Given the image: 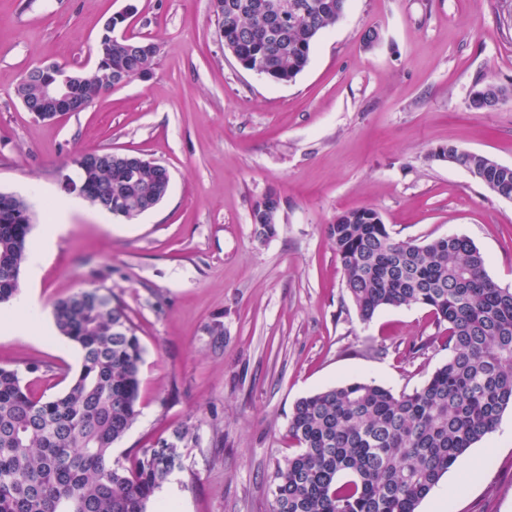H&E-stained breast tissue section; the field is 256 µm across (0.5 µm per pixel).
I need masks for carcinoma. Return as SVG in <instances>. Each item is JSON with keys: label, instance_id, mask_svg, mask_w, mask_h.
<instances>
[{"label": "carcinoma", "instance_id": "carcinoma-1", "mask_svg": "<svg viewBox=\"0 0 512 512\" xmlns=\"http://www.w3.org/2000/svg\"><path fill=\"white\" fill-rule=\"evenodd\" d=\"M210 0L220 40L249 69L291 82L309 65L319 35L344 15L346 0ZM101 64L67 69L89 107L109 80L151 75L159 47L146 37L111 36L96 47ZM44 71L15 93L26 110L39 101ZM489 83L472 99L497 105ZM461 167H482L498 196L512 199V166L488 165L479 153L446 146ZM139 155L85 151L73 159L86 198L111 203L127 220L163 199L167 168L142 166ZM32 216L25 199L0 193V304L20 289ZM346 291L362 321L384 307L424 306L444 328L448 359L418 387L399 394L355 380L298 399L287 432L297 448L270 475L272 512H416L429 492L512 408V289L487 274L467 238L448 235L419 245L397 240L380 213L361 207L327 225ZM59 333L81 351L78 374L55 397L36 395L19 374L0 368V512H148L155 492L182 467L176 428L141 448L130 465L112 461L113 444L139 414L143 347L124 307L81 289L53 306Z\"/></svg>", "mask_w": 512, "mask_h": 512}]
</instances>
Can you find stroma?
<instances>
[{
	"label": "stroma",
	"instance_id": "stroma-1",
	"mask_svg": "<svg viewBox=\"0 0 512 512\" xmlns=\"http://www.w3.org/2000/svg\"><path fill=\"white\" fill-rule=\"evenodd\" d=\"M129 8L130 32L160 47L149 77L54 121L24 108V72L94 67L105 21ZM511 17L512 0H348L307 68L278 83L225 53L209 0H0V193L29 203L30 244L80 152L142 154L170 175L167 196L133 221L81 202L39 276L21 274L48 334H0V367L35 394L64 392L81 354L57 331L53 304L111 290L144 348L140 416L113 459L192 427L153 512H271L268 475L294 449L296 400L352 380L408 392L448 358L429 308L361 320L326 233L336 215L374 208L417 244L467 237L512 288V200L434 155L453 145L512 166ZM490 82L506 96L474 108ZM269 194L280 218L261 242L250 214ZM438 499L445 512H512L511 408L418 512Z\"/></svg>",
	"mask_w": 512,
	"mask_h": 512
}]
</instances>
